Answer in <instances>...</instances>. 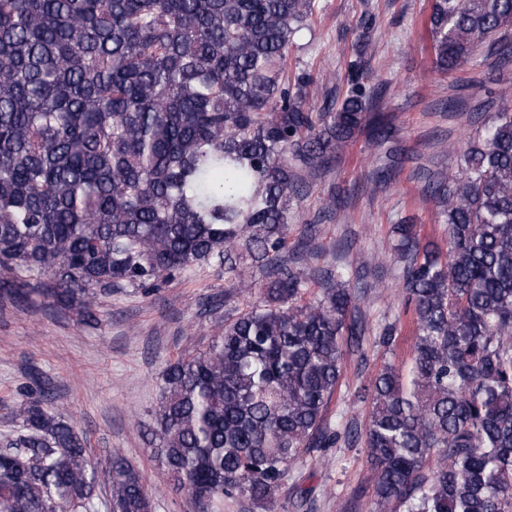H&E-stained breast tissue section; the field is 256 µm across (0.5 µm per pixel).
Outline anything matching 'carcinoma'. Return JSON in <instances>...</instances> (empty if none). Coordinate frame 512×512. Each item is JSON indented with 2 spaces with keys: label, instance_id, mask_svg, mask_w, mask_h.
Instances as JSON below:
<instances>
[{
  "label": "carcinoma",
  "instance_id": "cac0c4a2",
  "mask_svg": "<svg viewBox=\"0 0 512 512\" xmlns=\"http://www.w3.org/2000/svg\"><path fill=\"white\" fill-rule=\"evenodd\" d=\"M313 0H0V283L95 326L96 300L195 267L224 273L245 309L167 365L151 411L156 453L201 512L226 495L272 502L293 465L339 437L370 465L374 512H512V106L425 190L446 251L396 224L409 357L358 393L361 426L326 414L368 330L353 274L288 241L299 170L388 115L359 83L314 111L289 51ZM437 70L478 43L512 57V0H433ZM46 276L34 290L30 281ZM261 283H256V277ZM319 292L305 298L311 281ZM397 323L379 327L394 349ZM27 397L0 447V512H154L120 451L104 472L70 417ZM109 486L101 499L100 481Z\"/></svg>",
  "mask_w": 512,
  "mask_h": 512
}]
</instances>
